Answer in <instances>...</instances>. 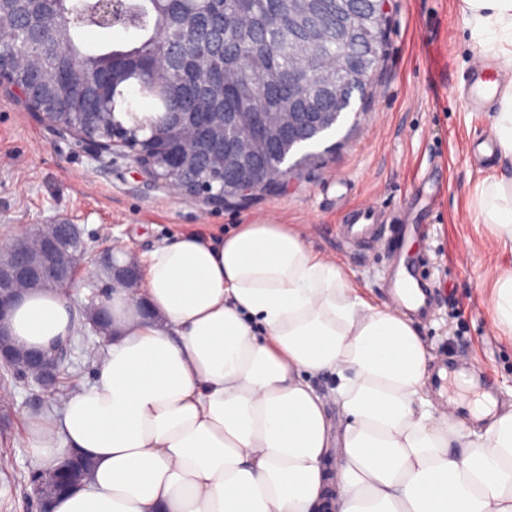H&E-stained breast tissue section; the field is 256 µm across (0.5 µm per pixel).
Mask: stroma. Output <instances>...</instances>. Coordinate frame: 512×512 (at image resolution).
Returning <instances> with one entry per match:
<instances>
[{
    "label": "stroma",
    "instance_id": "1",
    "mask_svg": "<svg viewBox=\"0 0 512 512\" xmlns=\"http://www.w3.org/2000/svg\"><path fill=\"white\" fill-rule=\"evenodd\" d=\"M458 2L386 0L383 58L368 92L353 97L283 185L243 204L166 191L123 153L98 156L57 137L0 87V247L57 220L79 225L85 249L67 294L80 311L97 300L104 279L96 260L113 246L137 255L188 228L230 230L264 216L296 225L372 304L391 303L400 267L415 269L432 301L413 320L430 355L428 397L456 399L457 418L481 429L470 413L475 400L512 406V339L492 322L512 247L477 223L471 197L477 184L512 176V166L479 151L493 139L494 111H472L463 99L477 56ZM359 206L376 208L380 223L425 231L397 256L384 240L349 246L338 226ZM46 401L35 387L0 381V512H37L23 415Z\"/></svg>",
    "mask_w": 512,
    "mask_h": 512
}]
</instances>
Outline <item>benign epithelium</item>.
Segmentation results:
<instances>
[{"label": "benign epithelium", "instance_id": "7a95c632", "mask_svg": "<svg viewBox=\"0 0 512 512\" xmlns=\"http://www.w3.org/2000/svg\"><path fill=\"white\" fill-rule=\"evenodd\" d=\"M317 0H282L280 14L274 18L278 37L273 49L279 54L297 55L300 63L288 71V94L278 107L270 112H222L214 103L224 99V90L239 81V70L228 68L215 76L208 63L212 53L224 48V34L241 27L252 26L247 14L223 19L220 26L208 28L206 19L199 14H186L177 6L178 0H160L170 11L185 41L174 43L161 40L149 59L146 80L165 78L182 68L187 58H193V77L206 87L208 98L197 103L207 110L210 131L198 135L193 128L187 130L180 143L179 154L193 167L192 177L182 187L167 181L164 171L155 164L144 150L128 147L120 132L112 131V139L104 141L89 137L65 127L59 120L44 112L36 116L60 136H73L101 152L114 147L127 148V155L161 186L174 189L193 198H201L217 205L229 199L245 201L259 190H272L287 180L292 170L290 157L305 149L325 132L334 129L348 109L354 93L365 87L366 74L355 63L341 56L317 66L310 65L311 58L342 43L347 46L362 43L368 57L377 58L379 43L364 39L370 20L375 16V5L383 0H365L366 5L349 13L329 15L316 8ZM17 7L9 13H0V31L22 27L29 48L22 54L10 57L0 55V84L15 89L26 104L36 100L40 85L47 76L43 55L48 49L45 36L66 24L75 28L132 27L136 18L130 10L129 0H91L88 9L62 15L52 8L53 0H16ZM29 74V84L13 83L12 74L17 69ZM342 71L344 79L336 80ZM262 141L268 151L263 158H254L256 143ZM224 148V185L230 194L215 193L211 189L212 177L205 167V160L216 146ZM38 252H32L27 238L20 237L11 243L14 260L0 266V322L4 312L10 310L29 288L47 281H55L66 288L73 280L78 254L71 250L78 227L74 224H49ZM103 267H112V285L127 281L140 282L138 268L112 265V256L104 253L100 259ZM67 344L52 348L20 350L3 328L0 327V369L18 370L25 382L38 387L49 395L60 382V363L64 361Z\"/></svg>", "mask_w": 512, "mask_h": 512}]
</instances>
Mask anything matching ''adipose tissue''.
Instances as JSON below:
<instances>
[{"label": "adipose tissue", "instance_id": "obj_1", "mask_svg": "<svg viewBox=\"0 0 512 512\" xmlns=\"http://www.w3.org/2000/svg\"><path fill=\"white\" fill-rule=\"evenodd\" d=\"M461 3L476 55L512 69V0ZM473 211L512 242V177L478 185ZM105 305L94 382L24 415L35 472L94 463L53 512H512V409L477 432L426 399L411 321L356 295L293 225L185 231ZM7 327L46 349L80 319L42 288Z\"/></svg>", "mask_w": 512, "mask_h": 512}]
</instances>
